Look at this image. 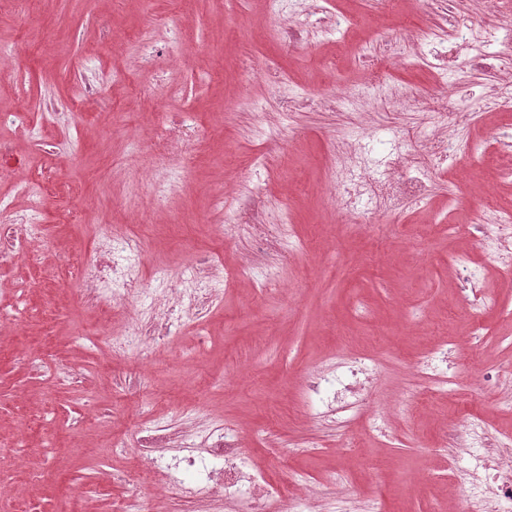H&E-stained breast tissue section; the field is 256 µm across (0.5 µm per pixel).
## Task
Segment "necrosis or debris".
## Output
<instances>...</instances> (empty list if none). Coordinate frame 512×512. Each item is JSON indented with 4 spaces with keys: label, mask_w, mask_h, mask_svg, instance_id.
<instances>
[{
    "label": "necrosis or debris",
    "mask_w": 512,
    "mask_h": 512,
    "mask_svg": "<svg viewBox=\"0 0 512 512\" xmlns=\"http://www.w3.org/2000/svg\"><path fill=\"white\" fill-rule=\"evenodd\" d=\"M280 1L268 0L270 22L288 51L302 52L314 45V30L343 32L347 49L366 69L388 72L385 103L396 110L416 109L422 118L419 130L399 128L393 138L379 142L371 138L370 124L358 121L337 134L329 183L342 192L345 222L364 227L403 222L421 202L430 200L434 181L447 174L448 159L460 152L476 163L496 156L502 162L500 178L512 180V123L502 122L490 142L470 135L482 114L512 110V0H484L485 9L477 24L462 19L461 0H431L440 48L429 55L413 52L405 42L392 50L380 48L374 38H360L359 20L340 10H325L314 22H301L298 7L303 0H284L288 3L284 10L279 7ZM489 28L506 30L508 36L493 55L487 56L479 48ZM439 60L451 69L468 64L487 77L489 90L477 111L461 110L447 86L436 82L407 86L392 76L396 65L431 70ZM153 140L164 158L170 148L201 145L204 130L198 125L162 122L154 127ZM376 154L381 157L377 163L372 160ZM22 192L26 205L21 210L0 198L1 252L31 243L41 233L47 198L34 187H23ZM461 208L467 212L469 230L478 247L493 254L503 267L511 268L512 203L492 204L478 198L463 206L456 197H449V212ZM239 223L258 225L263 234L282 240V259L307 248L306 241L293 231L291 212H283L277 224H269L258 191L240 197L237 220L216 225L215 233L232 235ZM223 269L219 255L202 264V279L193 291L198 331L207 329L205 315L218 299ZM448 270L460 284L458 309L473 314L470 333L479 335L482 325L476 316L485 302L482 274L463 260L449 264ZM172 325L168 316L148 329L132 323L108 335L106 344L113 351L143 352L159 345ZM413 369L426 378L428 396H445L459 386V366L449 357L447 342L420 353ZM378 375L373 356L342 352L335 366L306 371L307 404L321 417L348 405L366 410L368 386ZM366 412L369 429L385 434L388 424L384 412ZM151 429V435L138 442L142 465L150 476L138 496L117 500L114 512H154L152 504L159 499L189 503L191 512H321L323 501L328 499L337 502L336 512H384L383 502L376 496L352 507L353 496L346 480L332 473L323 478L321 490L316 493L301 472H291L287 481L281 482L254 469L236 427L217 422L187 434L168 431L156 422ZM436 444L479 451L475 466L457 473L458 482L468 489L457 512H500L502 505L512 504V437L492 431L479 416L470 413L440 426Z\"/></svg>",
    "instance_id": "obj_1"
}]
</instances>
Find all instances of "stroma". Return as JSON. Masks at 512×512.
<instances>
[{"label": "stroma", "instance_id": "35a3bbf8", "mask_svg": "<svg viewBox=\"0 0 512 512\" xmlns=\"http://www.w3.org/2000/svg\"><path fill=\"white\" fill-rule=\"evenodd\" d=\"M168 16L185 31L183 49L162 47L151 66H137L130 32L150 17ZM267 27L264 0H34L28 18L12 0H0V44L28 51L15 79L0 80V110L27 105V120L40 108L83 96L79 62L100 60L121 70L125 81L104 86L74 120L60 119L33 138L0 130L13 158L0 176V197L17 185L52 183L42 238L0 262V301L17 316L0 333V512H112L117 498L140 491L126 478L138 457L90 454L91 434H144L140 407L171 424L183 423L188 404L198 417L220 414L246 437L258 469L287 478L305 472L318 480L345 471L354 494H379L385 512H433L452 507L459 487L434 449L439 420L480 410L488 425L512 433V408L477 398L486 368L512 367V274L471 243L423 224L371 234L342 223L328 191L325 156L336 133L353 121L351 106L301 107V100L336 85L363 89L372 111L384 106L375 88L364 87L360 66L340 58L341 34L289 53ZM180 72L179 92L165 111L189 110L206 131L203 147L184 152L177 165L179 188L159 194V164L150 137L157 113L137 95L169 70ZM299 105L287 109V98ZM277 129L271 169L252 156ZM259 185L271 211L288 209L297 234L311 251L288 263L275 242L241 224L219 241L207 228L219 193L239 184ZM149 261L143 291L123 309L105 311L86 302L79 268L99 235L113 226L139 224ZM218 253L225 273L253 257L273 267L275 287L261 293L234 281L209 315L199 339L192 319L168 337L153 358L113 354L82 339L97 327L121 331L128 312L150 316L167 276L203 256ZM481 266L493 302L480 314V335L465 322L453 329L456 360L464 363L458 394L437 399L421 414L401 413L403 390L424 393L411 367L418 352L448 322L451 257ZM29 285L26 298H11L13 284ZM372 350L382 366L370 404L388 412L389 438L364 440L345 458L335 427L305 417L301 375L317 364L335 366L339 348ZM290 443L303 444L288 453Z\"/></svg>", "mask_w": 512, "mask_h": 512}]
</instances>
